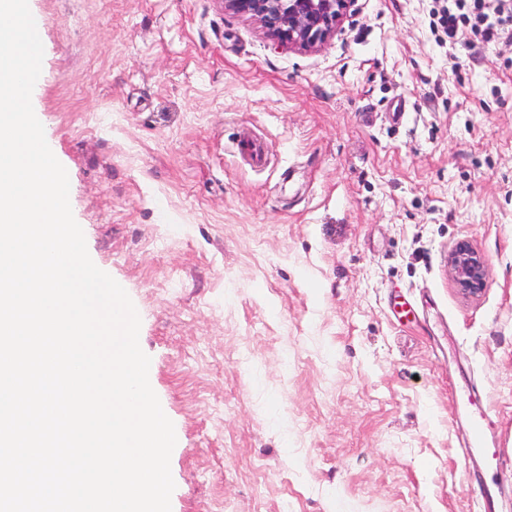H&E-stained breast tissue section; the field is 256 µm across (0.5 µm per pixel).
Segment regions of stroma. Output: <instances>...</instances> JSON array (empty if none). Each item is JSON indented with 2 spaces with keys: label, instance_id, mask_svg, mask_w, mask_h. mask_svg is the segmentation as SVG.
I'll use <instances>...</instances> for the list:
<instances>
[{
  "label": "stroma",
  "instance_id": "1",
  "mask_svg": "<svg viewBox=\"0 0 512 512\" xmlns=\"http://www.w3.org/2000/svg\"><path fill=\"white\" fill-rule=\"evenodd\" d=\"M28 3L35 115L174 424L172 512H512V41L449 44L431 0H356L315 51L219 0ZM448 267L459 291L467 297L478 296L486 285V261L469 240L456 243L448 256Z\"/></svg>",
  "mask_w": 512,
  "mask_h": 512
}]
</instances>
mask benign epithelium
<instances>
[{"instance_id":"benign-epithelium-1","label":"benign epithelium","mask_w":512,"mask_h":512,"mask_svg":"<svg viewBox=\"0 0 512 512\" xmlns=\"http://www.w3.org/2000/svg\"><path fill=\"white\" fill-rule=\"evenodd\" d=\"M224 10L255 21L281 47L315 50L342 30L357 0H220ZM448 267L459 291L479 295L486 285V261L469 240L456 243Z\"/></svg>"}]
</instances>
